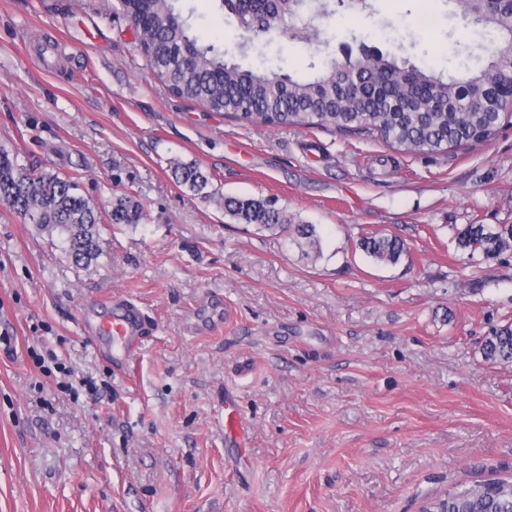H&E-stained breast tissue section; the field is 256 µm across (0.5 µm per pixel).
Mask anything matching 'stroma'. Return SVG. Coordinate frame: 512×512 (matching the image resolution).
Here are the masks:
<instances>
[{
    "label": "stroma",
    "mask_w": 512,
    "mask_h": 512,
    "mask_svg": "<svg viewBox=\"0 0 512 512\" xmlns=\"http://www.w3.org/2000/svg\"><path fill=\"white\" fill-rule=\"evenodd\" d=\"M179 3L229 61L295 77L362 44L456 76L479 53L449 0L429 30L421 0H369L249 40L219 0ZM137 43L118 0H0V149L145 214L85 266L0 204V512H420L512 477V362L482 352L512 256L456 243L512 224V125L427 154L244 123L170 95ZM177 162L275 199L318 250L191 196ZM368 232L407 257L373 261ZM114 297L151 325L125 376L81 332ZM368 257L377 262L396 264L401 256L406 253L404 242L396 235H364L358 243Z\"/></svg>",
    "instance_id": "1"
}]
</instances>
